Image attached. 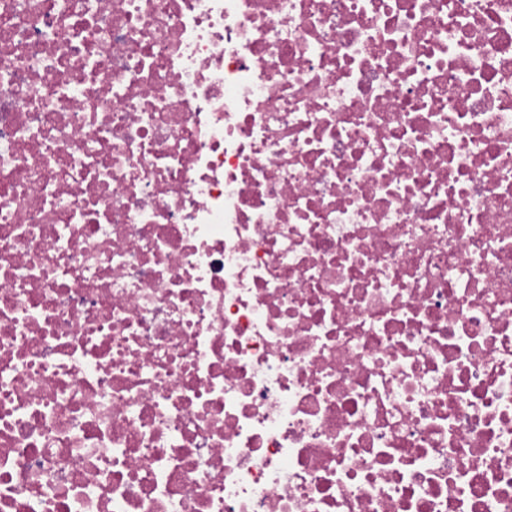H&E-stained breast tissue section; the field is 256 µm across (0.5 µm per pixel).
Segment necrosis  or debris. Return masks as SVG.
Here are the masks:
<instances>
[{
  "instance_id": "obj_1",
  "label": "necrosis or debris",
  "mask_w": 512,
  "mask_h": 512,
  "mask_svg": "<svg viewBox=\"0 0 512 512\" xmlns=\"http://www.w3.org/2000/svg\"><path fill=\"white\" fill-rule=\"evenodd\" d=\"M0 512H512V0H0Z\"/></svg>"
}]
</instances>
